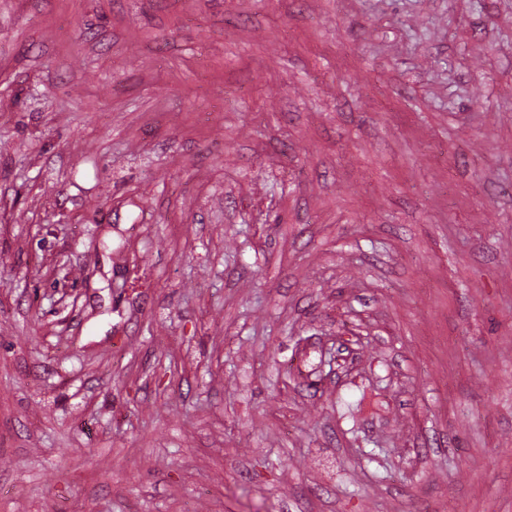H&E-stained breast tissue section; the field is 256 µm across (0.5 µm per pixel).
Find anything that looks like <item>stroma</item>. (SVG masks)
<instances>
[{
  "label": "stroma",
  "instance_id": "stroma-1",
  "mask_svg": "<svg viewBox=\"0 0 512 512\" xmlns=\"http://www.w3.org/2000/svg\"><path fill=\"white\" fill-rule=\"evenodd\" d=\"M0 512H512V0H0Z\"/></svg>",
  "mask_w": 512,
  "mask_h": 512
}]
</instances>
